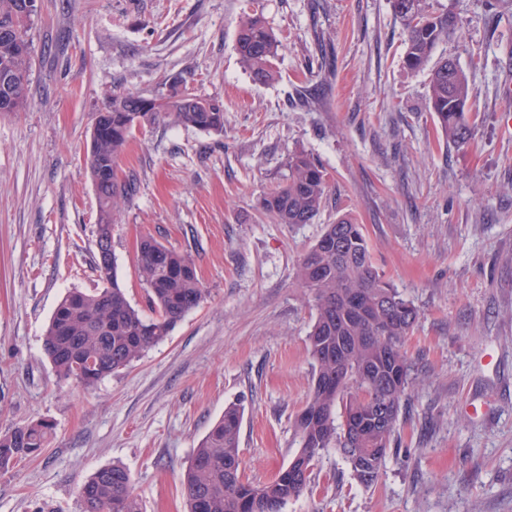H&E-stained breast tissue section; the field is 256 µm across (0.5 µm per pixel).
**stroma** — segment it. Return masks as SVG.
Segmentation results:
<instances>
[{"label":"stroma","instance_id":"1","mask_svg":"<svg viewBox=\"0 0 512 512\" xmlns=\"http://www.w3.org/2000/svg\"><path fill=\"white\" fill-rule=\"evenodd\" d=\"M425 5L458 20L431 59L454 58L467 77L464 147L429 110L430 65L406 66L390 0H37L31 101L0 114V432L47 420L53 433L39 456L0 470V512H79V485L116 462L144 512H187L179 476L232 404L244 409L247 478L285 468L313 374L315 310L294 267L344 215L419 311L413 384L373 487L329 451L284 512H512V0ZM253 13L282 43L266 85L234 50ZM171 75L223 100L224 133L134 131L118 174L137 191L114 217L112 251L136 308L147 236L192 253L207 296L93 389L59 385L43 347L51 314L68 291L99 285L91 115L109 92ZM295 151L328 177L311 224L259 208Z\"/></svg>","mask_w":512,"mask_h":512}]
</instances>
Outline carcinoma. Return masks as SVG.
<instances>
[{
  "instance_id": "cac0c4a2",
  "label": "carcinoma",
  "mask_w": 512,
  "mask_h": 512,
  "mask_svg": "<svg viewBox=\"0 0 512 512\" xmlns=\"http://www.w3.org/2000/svg\"><path fill=\"white\" fill-rule=\"evenodd\" d=\"M29 0H0V72L12 75L0 89V112H19L31 100L34 14ZM407 37L406 64L425 65L437 43L457 34L455 16L430 12L424 0H391ZM280 43L258 14L245 17L235 50L253 82L273 80L272 60ZM430 107L447 140L467 146L472 127L465 119L468 84L448 59L431 71ZM97 134L88 149L86 170L96 176V238L112 241L114 212L134 191L117 165L135 129L160 125L192 127L224 134V105L189 92L181 76L156 91L112 93L93 113ZM288 174L260 200L261 210L283 224H312L327 195L323 167L302 152L288 155ZM103 287L68 292L56 305L44 335V350L61 384L94 387L163 341L173 326L206 298L196 261L187 251L169 248L152 237L136 247L135 270L154 316L132 306L118 282L112 251L92 255ZM296 279L313 298L316 318L308 336L314 364L313 389L295 417L298 448L274 478L255 484L246 478L239 449L242 414L224 409V417L194 449L181 483L188 512H283L285 505L312 488L315 461L334 449L361 486L375 485L386 464L392 438L412 382L405 349L418 310L403 297L373 261L364 228L348 216L324 226L314 245L299 258ZM52 431L47 421L0 434V470L35 457ZM80 512H143L130 474L120 464L96 470L78 488Z\"/></svg>"
}]
</instances>
